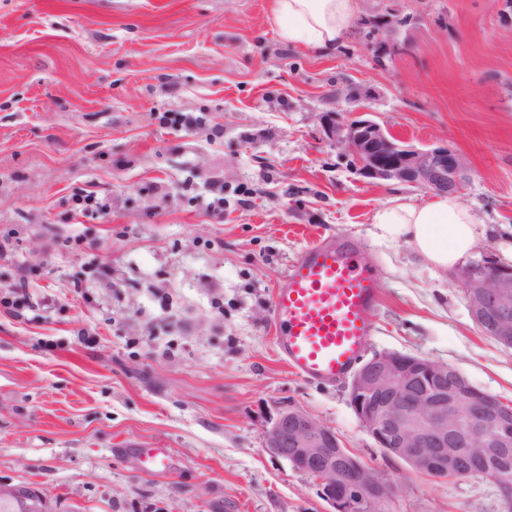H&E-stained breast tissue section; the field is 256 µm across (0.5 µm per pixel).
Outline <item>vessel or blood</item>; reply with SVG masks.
<instances>
[{
  "instance_id": "vessel-or-blood-1",
  "label": "vessel or blood",
  "mask_w": 512,
  "mask_h": 512,
  "mask_svg": "<svg viewBox=\"0 0 512 512\" xmlns=\"http://www.w3.org/2000/svg\"><path fill=\"white\" fill-rule=\"evenodd\" d=\"M381 285L347 236L309 244L273 296L277 344L289 368L331 384L347 377L373 334Z\"/></svg>"
}]
</instances>
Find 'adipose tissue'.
<instances>
[{
    "label": "adipose tissue",
    "mask_w": 512,
    "mask_h": 512,
    "mask_svg": "<svg viewBox=\"0 0 512 512\" xmlns=\"http://www.w3.org/2000/svg\"><path fill=\"white\" fill-rule=\"evenodd\" d=\"M355 14V0H274V17L282 36L310 48L341 41ZM372 224L378 238L406 243L422 265L448 270L475 252L482 220L475 210L448 194L425 204L393 197L375 211Z\"/></svg>",
    "instance_id": "ef3b65f1"
}]
</instances>
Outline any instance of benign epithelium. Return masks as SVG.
Segmentation results:
<instances>
[{
	"mask_svg": "<svg viewBox=\"0 0 512 512\" xmlns=\"http://www.w3.org/2000/svg\"><path fill=\"white\" fill-rule=\"evenodd\" d=\"M362 22L376 25L384 50L398 49L390 34L403 18L394 9ZM321 120L327 137L367 180L436 194H458L469 180L462 155L446 147H416L384 129L368 111L351 120L327 112ZM454 280L483 334L512 348V266L485 252L460 266ZM490 399L455 367L395 351L362 364L349 386L350 406L376 446L412 471L439 480L462 478L475 464L512 450V404ZM263 447L312 477L330 512H382L393 494L392 485L371 476L340 436L303 408L279 409L263 429ZM491 481L511 507L512 471L499 469ZM17 500L25 503V512H51L39 490L0 482V502Z\"/></svg>",
	"mask_w": 512,
	"mask_h": 512,
	"instance_id": "1",
	"label": "benign epithelium"
}]
</instances>
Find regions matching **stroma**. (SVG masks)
I'll use <instances>...</instances> for the list:
<instances>
[{
  "label": "stroma",
  "instance_id": "35a3bbf8",
  "mask_svg": "<svg viewBox=\"0 0 512 512\" xmlns=\"http://www.w3.org/2000/svg\"><path fill=\"white\" fill-rule=\"evenodd\" d=\"M272 5L0 0V480L53 512H329L263 446L293 405L393 485L385 512H505L489 480L385 455L348 381L295 374L273 292L309 243L349 236L381 282L365 357L445 362L512 403V350L483 335L452 271L371 232L390 198L431 192L363 179L320 124L365 108L413 145L461 153L458 198L491 226L481 249L500 251L512 0H357L411 19L382 59L356 24L325 52L292 44ZM90 193L98 206L82 205Z\"/></svg>",
  "mask_w": 512,
  "mask_h": 512
}]
</instances>
